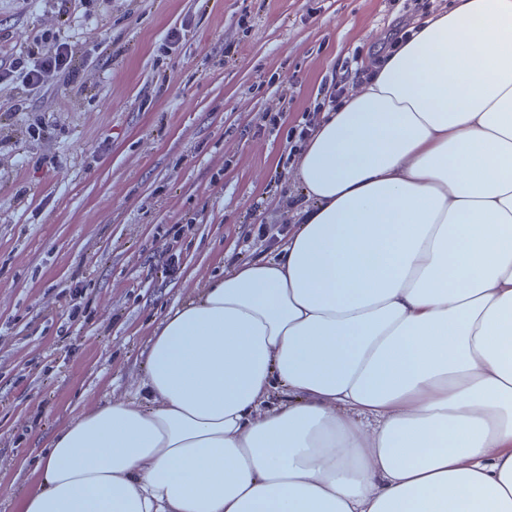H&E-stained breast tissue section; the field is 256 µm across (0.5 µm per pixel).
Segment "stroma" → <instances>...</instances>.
Wrapping results in <instances>:
<instances>
[{
	"instance_id": "1",
	"label": "stroma",
	"mask_w": 512,
	"mask_h": 512,
	"mask_svg": "<svg viewBox=\"0 0 512 512\" xmlns=\"http://www.w3.org/2000/svg\"><path fill=\"white\" fill-rule=\"evenodd\" d=\"M451 0H0L4 51L64 31L83 85L0 84V512L44 441L105 401L145 404L148 339L210 279L277 256L251 238L301 188L285 132L341 64ZM187 25L175 50L167 32ZM279 113L281 133L261 118ZM50 124V137L34 136ZM263 200L261 212L251 205ZM192 223L183 246L171 227ZM175 272H166L171 256ZM85 270L86 325L64 309Z\"/></svg>"
}]
</instances>
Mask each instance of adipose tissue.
<instances>
[{
    "mask_svg": "<svg viewBox=\"0 0 512 512\" xmlns=\"http://www.w3.org/2000/svg\"><path fill=\"white\" fill-rule=\"evenodd\" d=\"M302 147L308 199L151 337V404L21 512H512V0H456Z\"/></svg>",
    "mask_w": 512,
    "mask_h": 512,
    "instance_id": "adipose-tissue-1",
    "label": "adipose tissue"
}]
</instances>
